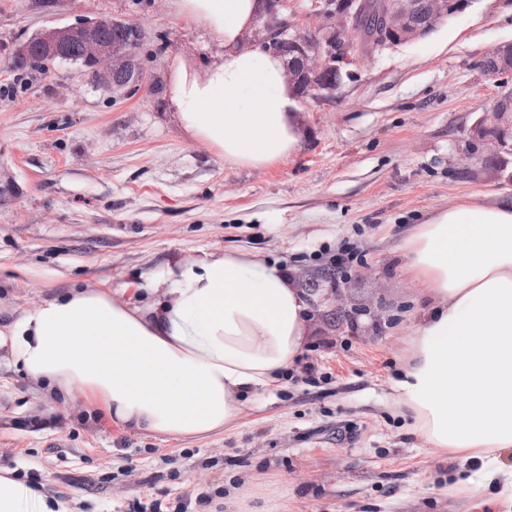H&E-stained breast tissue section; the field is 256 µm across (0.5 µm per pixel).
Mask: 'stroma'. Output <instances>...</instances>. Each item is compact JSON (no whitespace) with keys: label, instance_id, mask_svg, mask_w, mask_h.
<instances>
[{"label":"stroma","instance_id":"1","mask_svg":"<svg viewBox=\"0 0 512 512\" xmlns=\"http://www.w3.org/2000/svg\"><path fill=\"white\" fill-rule=\"evenodd\" d=\"M100 17L141 31L137 96L78 64L14 66L36 33ZM507 43L512 8L475 0L425 37L357 54L333 94L302 101L296 154L229 168L171 99L175 76L204 79L221 51L173 0H0V327L61 289L129 288L210 249L284 263L309 303L299 359L205 439L115 425L81 392L48 395L1 348L0 468L69 512H512L476 478L512 455L433 447L391 390L416 321L393 249L463 198L512 200L489 150L459 163L478 113L512 91V73L483 67ZM347 251L359 260L341 277ZM338 286L370 315L342 320Z\"/></svg>","mask_w":512,"mask_h":512}]
</instances>
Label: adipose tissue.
Segmentation results:
<instances>
[{
    "label": "adipose tissue",
    "instance_id": "1",
    "mask_svg": "<svg viewBox=\"0 0 512 512\" xmlns=\"http://www.w3.org/2000/svg\"><path fill=\"white\" fill-rule=\"evenodd\" d=\"M223 45L202 81L178 80L183 127L232 167L296 153L300 103L284 57L243 48L256 0H174ZM404 273L428 305L393 383L397 404L433 447L512 452V202L467 199L402 239ZM138 300L69 288L0 330L15 365L55 394L78 388L116 424L167 439L222 433L243 394L272 389L302 351L306 294L286 266L245 250L167 263ZM63 512L40 490L0 474V512Z\"/></svg>",
    "mask_w": 512,
    "mask_h": 512
}]
</instances>
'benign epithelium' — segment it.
<instances>
[{
  "instance_id": "1",
  "label": "benign epithelium",
  "mask_w": 512,
  "mask_h": 512,
  "mask_svg": "<svg viewBox=\"0 0 512 512\" xmlns=\"http://www.w3.org/2000/svg\"><path fill=\"white\" fill-rule=\"evenodd\" d=\"M476 0H427L425 21L412 23L415 0H386L378 26V46L384 47L423 37L447 20L460 14ZM323 24L307 30L283 14L288 0H263V9L255 20L254 37L269 48L285 38L297 54L298 62L287 63L288 88L298 99H320L336 90L338 81L328 77L330 71L353 61L354 43L350 34L355 30L359 0H344L336 5L331 0H312ZM124 22L100 18L76 25L43 30L23 46L16 60L37 59L43 64L70 59L69 50L76 46L78 60L91 78L112 92L125 96L138 90L145 76L137 60L135 40L117 41L104 30L122 26ZM469 149L465 162L475 159L478 147H488L503 163L512 158V105L497 99L489 104L468 131Z\"/></svg>"
}]
</instances>
